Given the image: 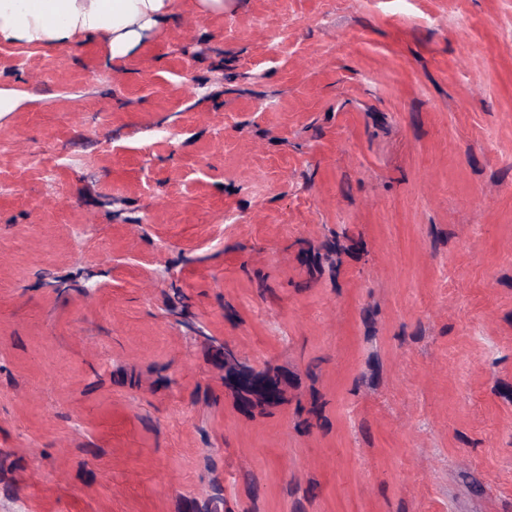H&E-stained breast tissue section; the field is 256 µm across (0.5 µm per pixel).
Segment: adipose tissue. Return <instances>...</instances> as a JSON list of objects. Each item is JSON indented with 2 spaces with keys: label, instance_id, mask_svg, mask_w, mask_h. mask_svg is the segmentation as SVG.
<instances>
[{
  "label": "adipose tissue",
  "instance_id": "obj_1",
  "mask_svg": "<svg viewBox=\"0 0 512 512\" xmlns=\"http://www.w3.org/2000/svg\"><path fill=\"white\" fill-rule=\"evenodd\" d=\"M170 13L171 0H0V40L58 48L104 35L121 57Z\"/></svg>",
  "mask_w": 512,
  "mask_h": 512
}]
</instances>
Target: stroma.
<instances>
[{"mask_svg":"<svg viewBox=\"0 0 512 512\" xmlns=\"http://www.w3.org/2000/svg\"><path fill=\"white\" fill-rule=\"evenodd\" d=\"M0 89V512H512V0H174Z\"/></svg>","mask_w":512,"mask_h":512,"instance_id":"stroma-1","label":"stroma"}]
</instances>
